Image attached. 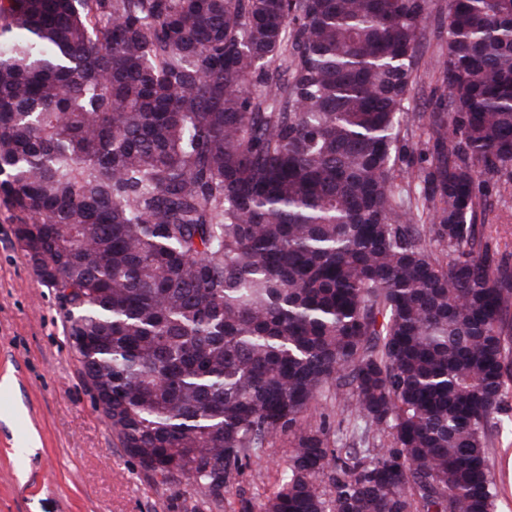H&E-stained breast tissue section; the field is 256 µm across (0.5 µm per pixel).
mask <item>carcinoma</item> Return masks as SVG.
<instances>
[{"label": "carcinoma", "mask_w": 512, "mask_h": 512, "mask_svg": "<svg viewBox=\"0 0 512 512\" xmlns=\"http://www.w3.org/2000/svg\"><path fill=\"white\" fill-rule=\"evenodd\" d=\"M429 8L0 0V199L143 471L219 508L292 434L263 512H495L512 267L475 185L512 164V0H449L447 111L411 113ZM427 140V135L417 129L414 135L409 134L401 138L396 152L393 153L391 163L395 182L399 183L408 176L416 175L427 166L425 156Z\"/></svg>", "instance_id": "carcinoma-1"}]
</instances>
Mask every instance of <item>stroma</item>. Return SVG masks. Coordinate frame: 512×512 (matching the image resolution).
I'll use <instances>...</instances> for the list:
<instances>
[{
    "label": "stroma",
    "instance_id": "obj_1",
    "mask_svg": "<svg viewBox=\"0 0 512 512\" xmlns=\"http://www.w3.org/2000/svg\"><path fill=\"white\" fill-rule=\"evenodd\" d=\"M448 0H432L415 58L409 109L430 112L444 86L438 36ZM423 131L401 139L395 181L426 167ZM479 223L490 251L512 265V165L478 187ZM8 206L0 202V512H210L182 483L147 478L96 409L63 330V310L24 258ZM490 450L497 512H512V394L499 413ZM291 437L267 445L224 489L220 512H259L277 489Z\"/></svg>",
    "mask_w": 512,
    "mask_h": 512
}]
</instances>
